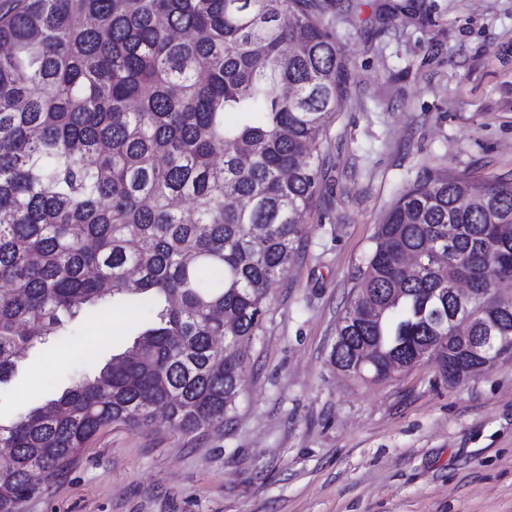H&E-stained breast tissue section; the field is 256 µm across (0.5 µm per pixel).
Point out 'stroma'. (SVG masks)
Returning <instances> with one entry per match:
<instances>
[{"instance_id":"1","label":"stroma","mask_w":512,"mask_h":512,"mask_svg":"<svg viewBox=\"0 0 512 512\" xmlns=\"http://www.w3.org/2000/svg\"><path fill=\"white\" fill-rule=\"evenodd\" d=\"M348 59L307 237L269 288L230 422L97 434L17 512H512V357L456 388L424 362L338 374L336 322L377 225L427 167L512 178V0H317ZM137 313L88 308L63 350L0 385V420L131 342Z\"/></svg>"}]
</instances>
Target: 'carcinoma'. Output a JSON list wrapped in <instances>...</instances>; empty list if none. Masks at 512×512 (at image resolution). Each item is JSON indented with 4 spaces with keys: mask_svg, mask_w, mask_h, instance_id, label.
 Wrapping results in <instances>:
<instances>
[{
    "mask_svg": "<svg viewBox=\"0 0 512 512\" xmlns=\"http://www.w3.org/2000/svg\"><path fill=\"white\" fill-rule=\"evenodd\" d=\"M345 67L314 0H0V384L88 307L141 320L93 374L0 422V512L112 425L159 407L183 434L228 421L240 341L319 197ZM511 279L512 179L428 169L378 224L330 362L378 383L428 348L447 383L455 289L473 294L468 335L496 320L512 337Z\"/></svg>",
    "mask_w": 512,
    "mask_h": 512,
    "instance_id": "cac0c4a2",
    "label": "carcinoma"
}]
</instances>
